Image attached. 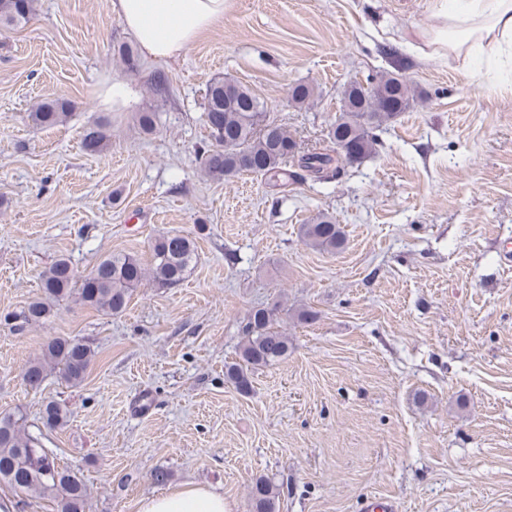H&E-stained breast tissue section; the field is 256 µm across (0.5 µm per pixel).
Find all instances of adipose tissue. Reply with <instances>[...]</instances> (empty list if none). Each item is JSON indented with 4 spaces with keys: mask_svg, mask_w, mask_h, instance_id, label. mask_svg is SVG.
I'll list each match as a JSON object with an SVG mask.
<instances>
[{
    "mask_svg": "<svg viewBox=\"0 0 512 512\" xmlns=\"http://www.w3.org/2000/svg\"><path fill=\"white\" fill-rule=\"evenodd\" d=\"M226 0H111L112 13L134 37L141 55L166 61L223 20ZM442 24L424 33L432 54H451L464 66L512 64V0H435ZM137 512H228L222 493L188 485L141 499Z\"/></svg>",
    "mask_w": 512,
    "mask_h": 512,
    "instance_id": "adipose-tissue-1",
    "label": "adipose tissue"
}]
</instances>
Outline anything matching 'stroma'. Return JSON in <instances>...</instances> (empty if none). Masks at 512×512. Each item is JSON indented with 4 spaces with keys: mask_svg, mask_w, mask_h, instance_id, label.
Wrapping results in <instances>:
<instances>
[{
    "mask_svg": "<svg viewBox=\"0 0 512 512\" xmlns=\"http://www.w3.org/2000/svg\"><path fill=\"white\" fill-rule=\"evenodd\" d=\"M438 24L430 0H227L183 57L132 73L112 56L133 38L111 0H35L28 23L0 27V314L21 312L57 259L84 276L111 253L149 262L166 233L196 244L180 284L144 281L122 313L69 297L44 322L0 323V412L21 409L79 473L87 512H135L186 485L250 512L259 477L279 512H358L374 495L398 512H512V263L499 250L512 240V73L424 57L421 33ZM391 48L423 99L379 131L376 154L284 189L202 176L214 78L250 88L313 151L344 85L389 70ZM113 78L137 86L134 110L100 105ZM299 83L313 103L293 104ZM56 97L68 119L32 126ZM138 111L156 113L153 134ZM98 121L108 142L89 153ZM320 211L341 249L301 240ZM257 308L277 309L291 349L244 395L224 371ZM303 308L316 319L297 320ZM55 337L91 347L89 372L30 389L23 368ZM50 401L63 428L42 424Z\"/></svg>",
    "mask_w": 512,
    "mask_h": 512,
    "instance_id": "1",
    "label": "stroma"
}]
</instances>
